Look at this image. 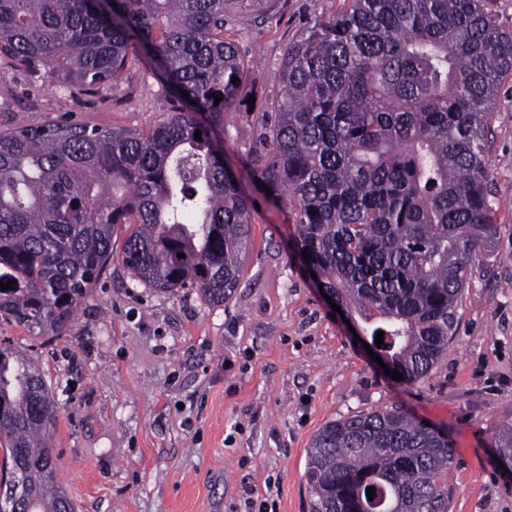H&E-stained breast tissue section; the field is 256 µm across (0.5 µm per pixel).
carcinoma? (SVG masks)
Returning a JSON list of instances; mask_svg holds the SVG:
<instances>
[{
	"instance_id": "carcinoma-1",
	"label": "carcinoma",
	"mask_w": 512,
	"mask_h": 512,
	"mask_svg": "<svg viewBox=\"0 0 512 512\" xmlns=\"http://www.w3.org/2000/svg\"><path fill=\"white\" fill-rule=\"evenodd\" d=\"M237 2L0 0V67L77 98L112 86L136 42L176 99L140 130L0 129V281L14 282L1 318L64 334L120 226L140 284L195 287L209 305L235 293L251 230L224 166V109L249 71L224 39ZM347 2L285 48L263 115L271 149L252 172L289 196L308 267L370 341L384 332L383 355L413 383L446 352L473 254L499 235L486 158L512 34L489 0ZM56 414L40 371L1 345L0 490L21 480L18 512H73L49 444ZM495 447L512 460V426ZM452 458L448 439L396 407L331 420L310 442L312 512H448Z\"/></svg>"
}]
</instances>
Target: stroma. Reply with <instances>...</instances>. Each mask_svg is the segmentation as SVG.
<instances>
[{
  "mask_svg": "<svg viewBox=\"0 0 512 512\" xmlns=\"http://www.w3.org/2000/svg\"><path fill=\"white\" fill-rule=\"evenodd\" d=\"M344 0H265L231 10L224 35L250 70L247 102L224 114V165L254 205L251 245L232 299L197 289L159 294L112 261L64 335L0 318V343L42 371L59 406L50 443L75 512H311L305 471L328 421L400 408L430 422L454 450L448 512H512V472L494 439L512 425V74L496 98L489 139L499 235L476 255L456 306L454 336L433 370L393 380L333 310L306 267L296 216L251 177L266 153L261 116L275 98L284 48ZM9 109L0 127L77 120L146 128L169 107L146 65L112 88L72 99L0 68Z\"/></svg>",
  "mask_w": 512,
  "mask_h": 512,
  "instance_id": "obj_1",
  "label": "stroma"
}]
</instances>
